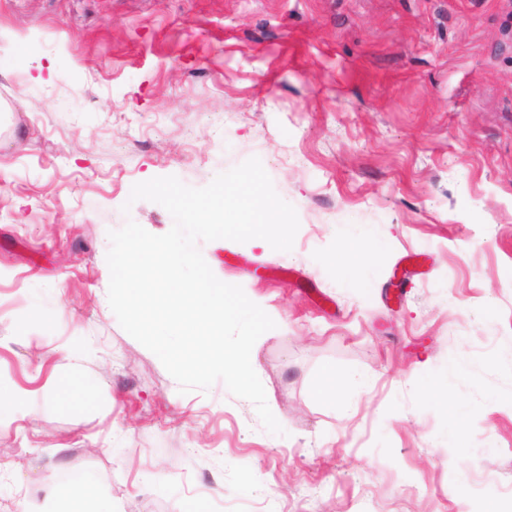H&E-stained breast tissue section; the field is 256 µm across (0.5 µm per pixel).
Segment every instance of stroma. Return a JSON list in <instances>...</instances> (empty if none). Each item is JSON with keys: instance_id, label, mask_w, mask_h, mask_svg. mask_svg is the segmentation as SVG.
<instances>
[{"instance_id": "obj_1", "label": "stroma", "mask_w": 512, "mask_h": 512, "mask_svg": "<svg viewBox=\"0 0 512 512\" xmlns=\"http://www.w3.org/2000/svg\"><path fill=\"white\" fill-rule=\"evenodd\" d=\"M252 157L292 249L199 248L279 435L108 302L109 231L173 225L133 185ZM0 394V512H512V0H0Z\"/></svg>"}]
</instances>
